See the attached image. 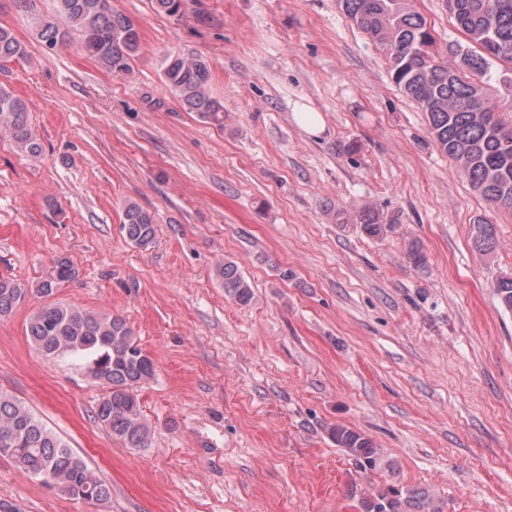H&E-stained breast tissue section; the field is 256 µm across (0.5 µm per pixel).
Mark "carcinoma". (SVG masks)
I'll list each match as a JSON object with an SVG mask.
<instances>
[{"mask_svg":"<svg viewBox=\"0 0 512 512\" xmlns=\"http://www.w3.org/2000/svg\"><path fill=\"white\" fill-rule=\"evenodd\" d=\"M28 15L38 38L50 49L77 41L81 50L114 74L130 71L139 53V28L112 9L111 0H54L53 11L32 12V0H13ZM448 14L468 39L440 49L434 29L412 0H340L344 14L383 52L399 90L426 114L436 147L453 158L473 189L490 202L512 206V124L494 111L484 77L497 62L512 65V0H443ZM155 9L181 16L187 0H154ZM25 55V47L0 27V69ZM454 57L448 61V57ZM211 68L201 55L169 53L163 81L183 107L215 124L224 121V105L209 92ZM0 135L23 155L36 156L41 144L28 119L26 102L0 85ZM355 223L373 237L386 235L399 223L372 206L360 210ZM128 241L149 246L155 236L154 216L131 202L123 211ZM474 246L490 253L497 241L495 224L473 225ZM78 269L59 257L53 274L31 287L0 277V316H7L36 293L55 294ZM216 278L239 304L252 297L248 281L233 261L218 265ZM493 292L512 311V273L499 276ZM26 334L44 357L69 362L106 388L93 411L94 420L127 448L150 446L152 430L142 416L137 388L155 375L153 359L142 349L127 321L106 311L51 302L31 316ZM328 434L356 468H381L383 453L373 439L340 423ZM0 455L43 485L75 500L103 503L109 487L65 440L50 430L22 401L0 390ZM360 512H447V504L425 488H381L360 500Z\"/></svg>","mask_w":512,"mask_h":512,"instance_id":"obj_1","label":"carcinoma"}]
</instances>
